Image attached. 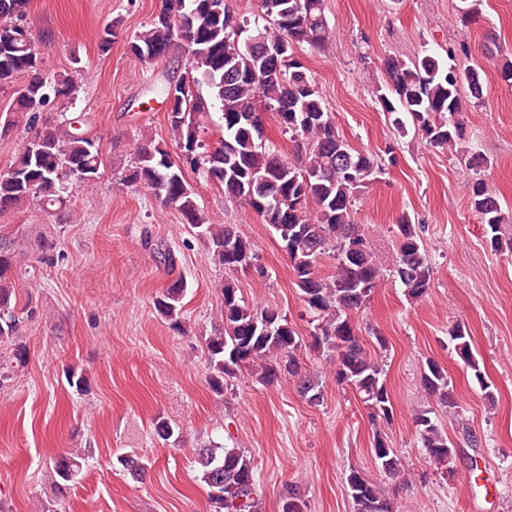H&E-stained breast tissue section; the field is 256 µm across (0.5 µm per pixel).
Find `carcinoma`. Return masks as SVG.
Wrapping results in <instances>:
<instances>
[{
	"label": "carcinoma",
	"mask_w": 512,
	"mask_h": 512,
	"mask_svg": "<svg viewBox=\"0 0 512 512\" xmlns=\"http://www.w3.org/2000/svg\"><path fill=\"white\" fill-rule=\"evenodd\" d=\"M460 23L465 29L481 15L482 0H461ZM31 0H0V83L21 74L29 79L18 89L13 115L0 122V136L20 122L31 125L37 112L54 101L73 100L80 84L70 73L44 78L26 20ZM263 27L250 26L224 7V0H164L162 9L128 42V52L142 63L152 64L170 49L187 50L186 74L157 86L167 105L171 140L182 153L173 161L167 145L144 137L131 164L121 170V184L143 188L174 207L182 220L208 244L211 258L228 271L238 270L240 258L254 256L253 244L234 225L210 224L197 203L196 193L185 179L184 166L202 172L220 185L224 197L257 215L288 248L302 300L310 314L311 345L333 359L336 384L350 388L369 409L375 427L373 457L380 473L401 485L409 481L403 463L381 431L389 424L393 407L383 365L367 352L352 320L370 299L382 276V267L370 240L353 223L356 193L376 182L381 167L367 151L352 147L340 136L316 81L299 55L307 45L319 48L331 38L324 14V0H262ZM254 29L269 44H288V56L272 59L263 50H249L236 39V30ZM470 49L456 41L445 53H426L405 60H382L386 84L377 101L382 111L394 115L400 131L412 126L432 148L459 154L465 149L466 126L460 119L462 95L479 101L484 77L470 64ZM207 94H202V90ZM219 107L224 138L211 150L205 139L210 109ZM269 112L281 133L295 143L297 161L288 160L266 143L257 129L262 114ZM77 115L61 126L40 132L28 142L12 168L0 173V210L39 205L44 211L65 205L74 185L97 184L103 163L99 141ZM474 172L470 207L482 224L491 249L512 250L503 242L501 227L509 221L499 197L481 172L488 161L479 154L467 159ZM396 257L393 276L405 295L417 299L430 288L431 266L416 225L407 214L395 224ZM331 253L336 272L324 278L317 272L320 259ZM27 255L20 236H0V389L26 364L25 319L17 310L15 273ZM186 284L177 278L155 297L154 307L173 330L184 332L182 300ZM221 327L204 337L207 351L206 382L224 396V386L237 372L247 369L258 382L270 385L292 381L311 404L322 398V380L300 362L305 340L287 316L268 306L248 304L236 283L228 278L217 285ZM465 327L449 330L453 348L486 398L493 399L491 382L482 371ZM422 388L435 402L413 415L425 455L445 473L455 474V445L442 428L436 410L453 419L467 442L478 445L468 427L448 372L433 360L426 363ZM68 385L82 394L89 387L86 373L75 367L66 373ZM90 449L76 448L55 457L47 478L59 496L77 480ZM200 479L215 504L214 512H258L252 463L235 448H197ZM112 467L138 481L147 464L121 454ZM354 512H398L386 488L351 467L345 478Z\"/></svg>",
	"instance_id": "carcinoma-1"
}]
</instances>
